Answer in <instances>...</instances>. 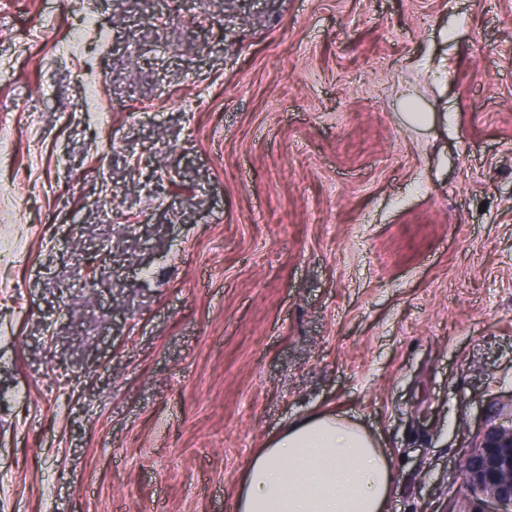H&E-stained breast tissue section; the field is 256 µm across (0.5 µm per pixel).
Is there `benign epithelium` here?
<instances>
[{
  "instance_id": "7a95c632",
  "label": "benign epithelium",
  "mask_w": 512,
  "mask_h": 512,
  "mask_svg": "<svg viewBox=\"0 0 512 512\" xmlns=\"http://www.w3.org/2000/svg\"><path fill=\"white\" fill-rule=\"evenodd\" d=\"M459 477L512 512V427H486L462 459Z\"/></svg>"
}]
</instances>
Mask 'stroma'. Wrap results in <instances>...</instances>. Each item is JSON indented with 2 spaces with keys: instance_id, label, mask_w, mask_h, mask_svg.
<instances>
[{
  "instance_id": "obj_1",
  "label": "stroma",
  "mask_w": 512,
  "mask_h": 512,
  "mask_svg": "<svg viewBox=\"0 0 512 512\" xmlns=\"http://www.w3.org/2000/svg\"><path fill=\"white\" fill-rule=\"evenodd\" d=\"M84 13L0 0V512H236L321 411L389 512H491L458 470L512 420V0Z\"/></svg>"
}]
</instances>
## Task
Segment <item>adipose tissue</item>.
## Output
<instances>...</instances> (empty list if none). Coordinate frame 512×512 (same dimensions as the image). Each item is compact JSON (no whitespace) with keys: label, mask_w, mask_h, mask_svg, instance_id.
I'll return each mask as SVG.
<instances>
[{"label":"adipose tissue","mask_w":512,"mask_h":512,"mask_svg":"<svg viewBox=\"0 0 512 512\" xmlns=\"http://www.w3.org/2000/svg\"><path fill=\"white\" fill-rule=\"evenodd\" d=\"M394 476L376 437L332 413L296 419L251 461L237 512H387Z\"/></svg>","instance_id":"ef3b65f1"}]
</instances>
